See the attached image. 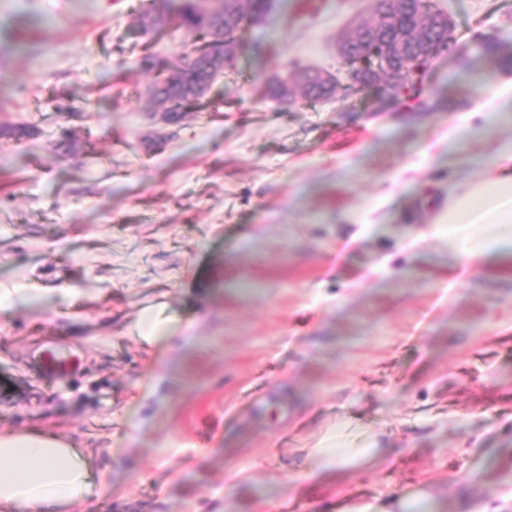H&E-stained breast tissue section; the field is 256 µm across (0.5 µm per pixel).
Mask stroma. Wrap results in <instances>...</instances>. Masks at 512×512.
Listing matches in <instances>:
<instances>
[{
    "label": "stroma",
    "instance_id": "35a3bbf8",
    "mask_svg": "<svg viewBox=\"0 0 512 512\" xmlns=\"http://www.w3.org/2000/svg\"><path fill=\"white\" fill-rule=\"evenodd\" d=\"M454 50L417 100L265 95L344 79L339 38L373 0H269L206 102L177 123L149 91L192 38L140 0H0V287L77 288L0 313V430L74 439L95 485L77 512H336L430 485L512 512V257L464 262L440 217L512 139L485 135L512 67V0H437ZM11 128L27 129L23 139ZM152 310L165 351L132 327ZM75 355L43 376V348ZM382 459L303 479L336 423ZM148 2L139 15V21L145 30L159 32L171 12L165 10L164 1L150 0ZM476 45L480 48L483 55L496 59L501 66L507 67L512 65L511 50L505 53L504 44L497 39L482 37L477 41ZM304 72L305 77L302 81L288 83V87L279 81V77L272 79L267 84V95L280 103H288L289 100L294 101L299 89L305 97L319 99L321 95L320 70L305 69Z\"/></svg>",
    "mask_w": 512,
    "mask_h": 512
}]
</instances>
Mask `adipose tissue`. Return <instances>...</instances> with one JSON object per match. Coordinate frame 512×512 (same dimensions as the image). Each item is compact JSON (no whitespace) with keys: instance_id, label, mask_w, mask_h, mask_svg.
Returning <instances> with one entry per match:
<instances>
[{"instance_id":"obj_1","label":"adipose tissue","mask_w":512,"mask_h":512,"mask_svg":"<svg viewBox=\"0 0 512 512\" xmlns=\"http://www.w3.org/2000/svg\"><path fill=\"white\" fill-rule=\"evenodd\" d=\"M442 221L449 251L466 259L512 250V142L481 178L449 182ZM92 488L91 462L73 443L37 430L0 435V512H73Z\"/></svg>"}]
</instances>
